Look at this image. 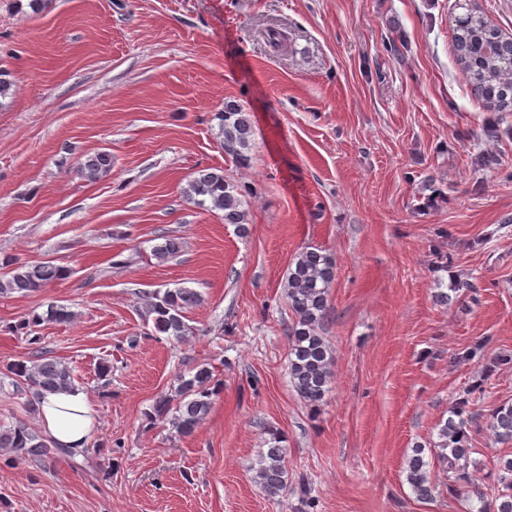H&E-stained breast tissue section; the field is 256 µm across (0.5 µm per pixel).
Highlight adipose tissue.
Here are the masks:
<instances>
[{"mask_svg": "<svg viewBox=\"0 0 512 512\" xmlns=\"http://www.w3.org/2000/svg\"><path fill=\"white\" fill-rule=\"evenodd\" d=\"M39 418L47 436L73 450L85 447L95 427L91 407L77 390L47 395L41 402Z\"/></svg>", "mask_w": 512, "mask_h": 512, "instance_id": "obj_1", "label": "adipose tissue"}]
</instances>
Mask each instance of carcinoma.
Returning a JSON list of instances; mask_svg holds the SVG:
<instances>
[{"instance_id":"1","label":"carcinoma","mask_w":512,"mask_h":512,"mask_svg":"<svg viewBox=\"0 0 512 512\" xmlns=\"http://www.w3.org/2000/svg\"><path fill=\"white\" fill-rule=\"evenodd\" d=\"M460 8L465 13L455 18L454 49L457 64L466 74L475 95L482 98L488 108L497 112H512V43L509 36L481 14L475 0H464ZM219 145L240 165L250 161L253 126L250 115L234 101L224 102L219 113ZM78 172L89 182H96L112 172V154L97 151L79 163ZM187 196L198 205H209L212 210L224 212V223L235 224L247 232L246 199L234 183L224 179V171L200 170L189 181ZM0 266L7 269L0 276V295L33 292L52 283L62 281L68 270L47 263L14 265L5 258ZM335 258L319 249L301 251L288 267V306L296 321L289 329L288 376L296 393L308 405L319 408L329 392L333 377V354L321 327L329 308V288L335 280ZM202 295L193 288L155 291L144 302L146 316L152 319L154 332L176 340L189 334L185 322L187 311L200 304ZM73 313L65 306L47 311L24 323V328L41 322H68ZM15 377L16 394L25 396L28 413H38L40 400L46 395L75 389L71 369L60 360L42 355L35 360H17L6 366ZM175 397L160 398L153 415L157 420L171 419L172 427L182 436L193 434L204 422L217 392L213 370L202 364L177 378ZM478 416L470 406L469 397H462L450 410L448 419L439 429L438 462L455 483L465 482L467 426ZM491 428L496 439L512 443V403L505 402L492 412ZM283 437L269 432L266 447L258 454L254 479L270 497L288 488L287 449ZM0 449L16 461H46L66 453L52 439L43 436L24 423L0 427ZM424 448H412L406 458V482L422 499L431 497L434 490ZM498 482L503 490L492 504L480 512H512V457L500 462Z\"/></svg>"}]
</instances>
